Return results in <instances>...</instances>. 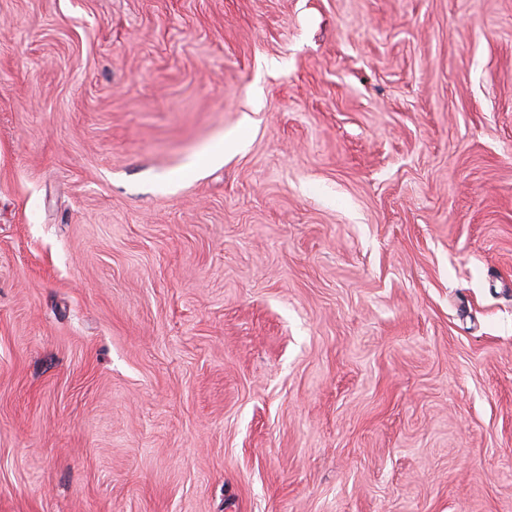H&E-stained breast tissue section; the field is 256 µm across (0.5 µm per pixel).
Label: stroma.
<instances>
[{
	"mask_svg": "<svg viewBox=\"0 0 512 512\" xmlns=\"http://www.w3.org/2000/svg\"><path fill=\"white\" fill-rule=\"evenodd\" d=\"M0 512H512V0H0Z\"/></svg>",
	"mask_w": 512,
	"mask_h": 512,
	"instance_id": "35a3bbf8",
	"label": "stroma"
}]
</instances>
